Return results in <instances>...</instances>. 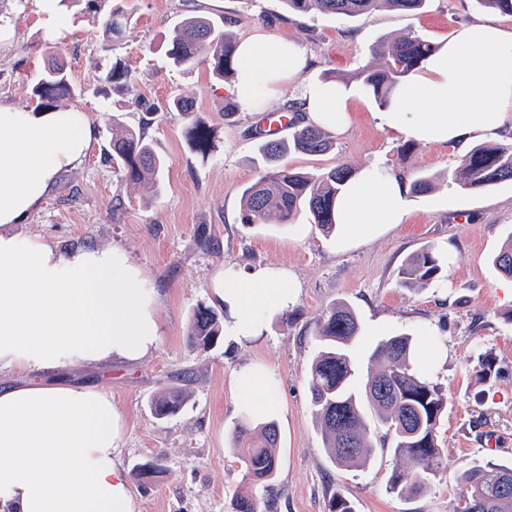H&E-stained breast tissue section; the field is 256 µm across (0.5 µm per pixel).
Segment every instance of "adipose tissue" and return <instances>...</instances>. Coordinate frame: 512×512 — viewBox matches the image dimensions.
<instances>
[{
  "label": "adipose tissue",
  "instance_id": "1",
  "mask_svg": "<svg viewBox=\"0 0 512 512\" xmlns=\"http://www.w3.org/2000/svg\"><path fill=\"white\" fill-rule=\"evenodd\" d=\"M237 62L234 92L253 109L307 64L296 43L262 32L238 41ZM354 98L350 87L334 81L300 91L308 122L334 132L346 128ZM378 120L394 136L461 154L476 139L512 131V24L459 27L398 86ZM95 134L87 113L0 100V369L29 374L0 388V505L9 512H138L116 455L124 418L111 394L95 386H51L40 374L74 361L148 357L161 332L157 294L122 248L65 253L19 229L58 173L82 163ZM409 206L407 183L375 163L356 171L342 191L337 221L346 240L358 242L403 223ZM211 291L228 312L225 335L240 340L258 339L266 322L294 301L284 267H220ZM236 385L244 407L273 408L271 378L245 367Z\"/></svg>",
  "mask_w": 512,
  "mask_h": 512
}]
</instances>
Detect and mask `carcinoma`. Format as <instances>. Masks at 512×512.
Segmentation results:
<instances>
[{
  "instance_id": "carcinoma-1",
  "label": "carcinoma",
  "mask_w": 512,
  "mask_h": 512,
  "mask_svg": "<svg viewBox=\"0 0 512 512\" xmlns=\"http://www.w3.org/2000/svg\"><path fill=\"white\" fill-rule=\"evenodd\" d=\"M282 2L291 14L319 12L353 18L377 9L421 11L427 0ZM125 26V16L119 10L110 11L103 22L106 36L112 39L121 37ZM436 50L432 41L422 37L380 42L371 49L378 65L360 69L355 80L384 107L397 85ZM167 57L174 68L182 71L208 65L220 78H236L235 41L204 16H188L174 27ZM34 94L43 103L51 104L77 95V89L64 66L55 64L42 74ZM287 110L294 113V133L287 141L274 139L261 145L263 167L243 192L242 223L289 224L305 209L312 223L330 235L336 231V196L354 169L340 163L327 172L314 174L281 163L290 152L317 155L332 147L323 131L302 124L300 107L290 104ZM185 135L193 150L201 154L209 150L210 131L201 121L190 122ZM112 156L122 161L130 184H159L163 162L144 130L113 124ZM436 180V175L413 177L409 193L425 194ZM447 180L462 189L512 182V143L476 146L448 173ZM493 265L502 275L512 277V238L495 254ZM442 272L441 254L428 247L406 260L398 271V282L406 288H423L441 278ZM220 332L218 314L209 307H198L191 320L190 343L206 344ZM360 333L357 314L345 303L333 305L316 320L318 352L309 367L308 386L325 452L337 467L364 466L373 453L370 423L374 422L385 429L383 441L394 456L405 461L392 471L387 492L417 498L428 490L443 463L439 426L447 398L440 386L427 381L417 370L418 345L408 334L394 335L377 344L369 356L367 377L359 378L349 350ZM475 375L482 383L498 378L499 360L492 351L479 354ZM184 400L180 393H161L152 400V413L166 418L177 412ZM279 438L273 420L247 418L238 423L235 450L244 491L235 499L234 512H259L257 492H272L279 467ZM459 486L460 495L470 499L471 512H512V462L477 459L461 473Z\"/></svg>"
}]
</instances>
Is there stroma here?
<instances>
[{"instance_id":"obj_1","label":"stroma","mask_w":512,"mask_h":512,"mask_svg":"<svg viewBox=\"0 0 512 512\" xmlns=\"http://www.w3.org/2000/svg\"><path fill=\"white\" fill-rule=\"evenodd\" d=\"M127 17L119 40L104 33L113 9ZM200 14L233 38L263 29L295 41L309 63L291 85L268 96L261 110L238 105L233 83L202 65L179 71L168 64L169 36L183 18ZM0 18L12 28L0 45V97L31 108L33 89L50 57L64 61L81 94L62 100L65 108L91 113L97 135L84 163L61 172L55 186L24 224L38 236L69 252L118 246L149 277L159 295L161 336L156 350L135 364L115 361L95 368L73 364L47 374V382L107 388L125 418L119 458L129 474L139 512H234L242 488L234 451L235 427L246 410L237 398L236 375L246 365L271 377L276 386L279 470L275 489L260 512H329L338 492L355 512H454L457 477L476 458L512 461V299L502 285L506 276L493 256L512 237V182L487 190H462L443 181L458 154L450 148L406 142L381 129L377 105L366 96L352 107V122L332 134L333 148L322 155L288 154V165L316 173L345 162L359 169L382 163L404 178L440 174L431 191L412 198L403 224L361 243L338 244L299 212L290 224L242 223L243 190L257 178L260 132L265 114L298 101L299 89L315 79L350 82L358 67L374 64L372 46L404 36L444 44L462 24L503 20L475 0H428L418 12L379 10L355 18L307 13L292 15L282 0H85L64 14L62 28L50 29L36 0H0ZM130 74L128 85L102 84L111 65ZM184 97L193 118L214 130L213 146L199 155L185 138L187 118L167 114L147 129L164 161L159 188L127 185L112 158V123L138 128L142 105L165 106ZM235 104L234 115L225 107ZM433 247L444 253L443 277L424 288H404L398 270L416 252ZM283 266L293 276L295 300L288 312L271 320L253 341L219 336L208 347L187 341L198 306H211L210 278L220 266L248 271ZM344 302L357 313L363 336L350 357L368 370V354L378 341L409 334L442 354L420 373L440 386L448 401L439 435L445 465L430 489L415 499L387 493L397 466L374 434V453L366 467L339 468L326 455L308 389L316 355L314 321L331 305ZM490 350L501 375L478 383V353ZM180 390L185 401L165 419L155 418L151 400ZM159 460L147 476L142 464Z\"/></svg>"}]
</instances>
